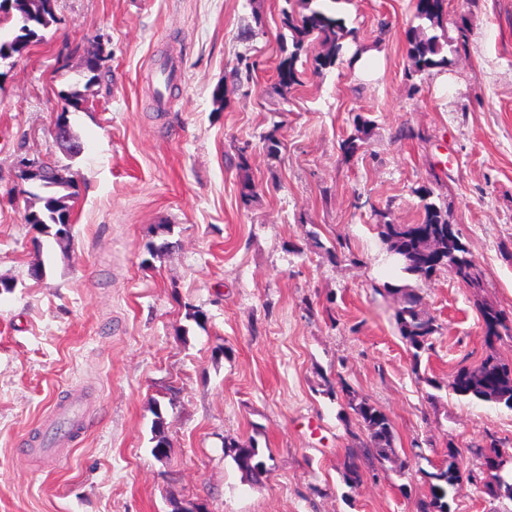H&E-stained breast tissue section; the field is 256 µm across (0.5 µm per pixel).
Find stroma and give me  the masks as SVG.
I'll return each mask as SVG.
<instances>
[{
  "mask_svg": "<svg viewBox=\"0 0 512 512\" xmlns=\"http://www.w3.org/2000/svg\"><path fill=\"white\" fill-rule=\"evenodd\" d=\"M283 5L55 0L57 23L0 65V278L14 284L0 293V512H416L419 473L376 478L362 455L361 483L345 484L352 440L320 392L326 376L390 417L399 454L418 446L437 464L490 437L512 453L511 409L431 387L490 350L477 300L512 313V0H448L445 36L464 11L472 40L416 94L404 76L413 0H337L379 75L348 56L287 90ZM94 53L91 83L81 63ZM172 56L181 78L161 108L156 66ZM71 90L84 103L67 112ZM63 111L84 146L72 160L52 132ZM404 126L415 137L396 138ZM24 157L77 174L69 252L26 222ZM424 188L484 285L445 271L421 283L442 330L415 374L379 289L408 279L382 260L376 213L420 223ZM75 396L88 429L40 457ZM251 437L269 468L260 485L224 456L225 439Z\"/></svg>",
  "mask_w": 512,
  "mask_h": 512,
  "instance_id": "obj_1",
  "label": "stroma"
}]
</instances>
